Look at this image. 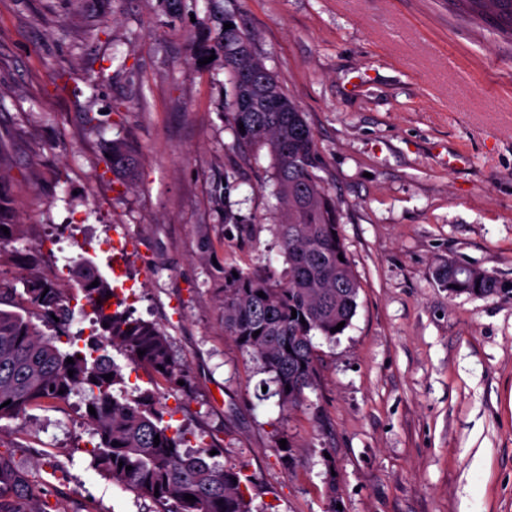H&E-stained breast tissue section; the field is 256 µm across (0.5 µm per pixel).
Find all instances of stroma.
Returning a JSON list of instances; mask_svg holds the SVG:
<instances>
[{
    "label": "stroma",
    "mask_w": 512,
    "mask_h": 512,
    "mask_svg": "<svg viewBox=\"0 0 512 512\" xmlns=\"http://www.w3.org/2000/svg\"><path fill=\"white\" fill-rule=\"evenodd\" d=\"M312 130L361 288L315 338L319 377L281 411L226 336L218 263L284 265L267 153L232 150L220 63L200 64L206 0H0V190L22 226L0 278L70 288L56 242L123 289L187 371L156 392L188 449L251 476L253 512H512V294L441 286L453 261L512 282V40L448 0H228ZM126 142L133 178L113 172ZM238 187L225 192V176ZM232 208L242 231L225 234ZM209 241L210 258L200 253ZM87 394L0 420V453L55 512H149L95 469ZM110 149L112 153V170L131 177L137 164L134 152L126 143L120 140H113Z\"/></svg>",
    "instance_id": "obj_1"
}]
</instances>
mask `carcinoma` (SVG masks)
<instances>
[{"instance_id":"cac0c4a2","label":"carcinoma","mask_w":512,"mask_h":512,"mask_svg":"<svg viewBox=\"0 0 512 512\" xmlns=\"http://www.w3.org/2000/svg\"><path fill=\"white\" fill-rule=\"evenodd\" d=\"M212 2L215 6L200 22L199 57L215 56L232 76L225 116L233 147L254 154L265 150L271 158L272 194L279 203L276 243L286 264L280 271L224 266V331L261 371L272 375L279 405L293 408L304 400L305 390L317 384L313 339L332 341L350 326L360 282L340 233L336 201L316 173L318 159L305 113L256 52L254 36L234 13ZM449 2L512 38V0ZM228 23L232 28H224ZM245 70L254 75L253 83L242 81ZM111 153L112 171L132 176L137 159L131 148L115 140ZM1 226L9 234L0 230V243L19 230L8 198L0 192ZM436 272L452 294L486 297L512 292V286L471 268L448 263ZM69 273L96 311L97 327L81 347L74 346L68 332L75 296L34 272L24 278L20 295L0 280V304L7 296L15 307L0 309V419L18 417L33 404L65 400L83 389L96 411L88 415L98 437L91 450L94 464L117 485L151 501L153 512H252L246 493L251 479L242 469L209 462L216 446L205 442L197 453L181 451L188 442L186 431L164 420L153 392L135 397L126 393L122 367L106 350L117 347L132 364L147 366L167 381H184L169 336L152 322L110 310L114 288L90 261L74 263ZM94 281L99 285L91 286ZM260 292L265 297L258 296ZM34 317L52 334L43 333ZM341 322L344 328L331 332ZM69 358L74 363H67ZM42 491L40 477L18 470L0 454V512H49ZM187 494L195 500H185Z\"/></svg>"}]
</instances>
